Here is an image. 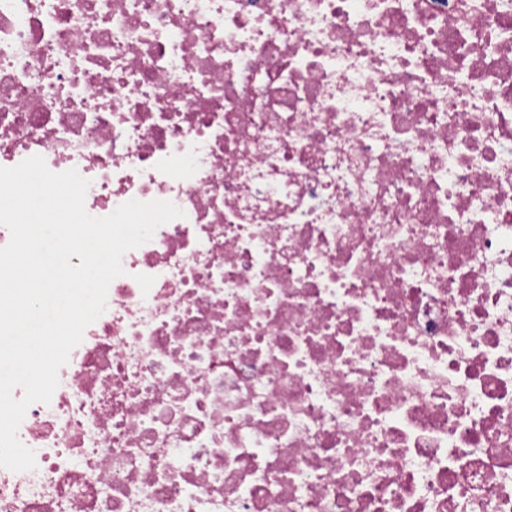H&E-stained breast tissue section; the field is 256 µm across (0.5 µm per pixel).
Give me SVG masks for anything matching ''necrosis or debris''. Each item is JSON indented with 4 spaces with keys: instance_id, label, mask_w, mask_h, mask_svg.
<instances>
[{
    "instance_id": "obj_1",
    "label": "necrosis or debris",
    "mask_w": 512,
    "mask_h": 512,
    "mask_svg": "<svg viewBox=\"0 0 512 512\" xmlns=\"http://www.w3.org/2000/svg\"><path fill=\"white\" fill-rule=\"evenodd\" d=\"M123 257L0 512H512V0H0V167Z\"/></svg>"
}]
</instances>
